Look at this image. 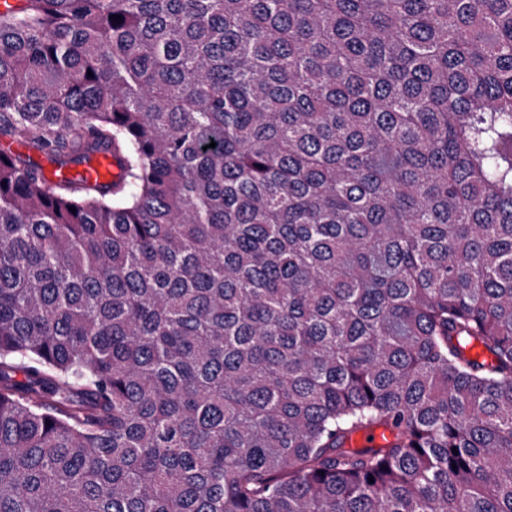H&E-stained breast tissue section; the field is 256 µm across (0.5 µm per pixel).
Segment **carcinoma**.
<instances>
[{
    "mask_svg": "<svg viewBox=\"0 0 512 512\" xmlns=\"http://www.w3.org/2000/svg\"><path fill=\"white\" fill-rule=\"evenodd\" d=\"M0 137V512H512V0H23ZM45 172V171H44ZM119 174V168L111 155L105 152L98 153L93 160L77 168L62 170L60 174L53 168L45 172L48 186H53L63 177L79 176L88 183L96 185H106ZM393 437L391 429L379 427L372 430H363L355 433L349 446L351 447H364V446H383L387 444Z\"/></svg>",
    "mask_w": 512,
    "mask_h": 512,
    "instance_id": "cac0c4a2",
    "label": "carcinoma"
}]
</instances>
